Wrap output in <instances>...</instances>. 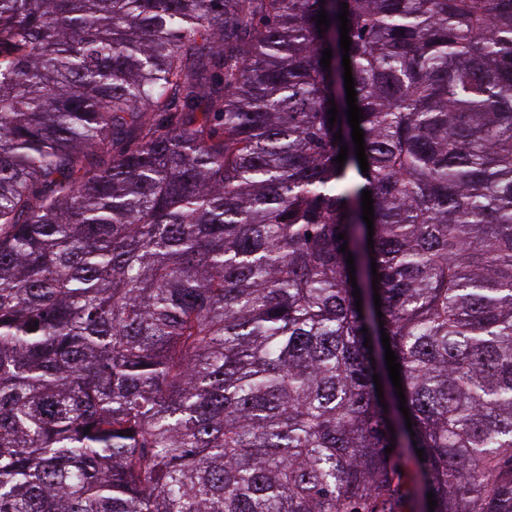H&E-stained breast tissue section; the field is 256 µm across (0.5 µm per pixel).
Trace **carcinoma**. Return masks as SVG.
Masks as SVG:
<instances>
[{
  "mask_svg": "<svg viewBox=\"0 0 512 512\" xmlns=\"http://www.w3.org/2000/svg\"><path fill=\"white\" fill-rule=\"evenodd\" d=\"M430 492L512 512V0H0V512Z\"/></svg>",
  "mask_w": 512,
  "mask_h": 512,
  "instance_id": "obj_1",
  "label": "carcinoma"
}]
</instances>
